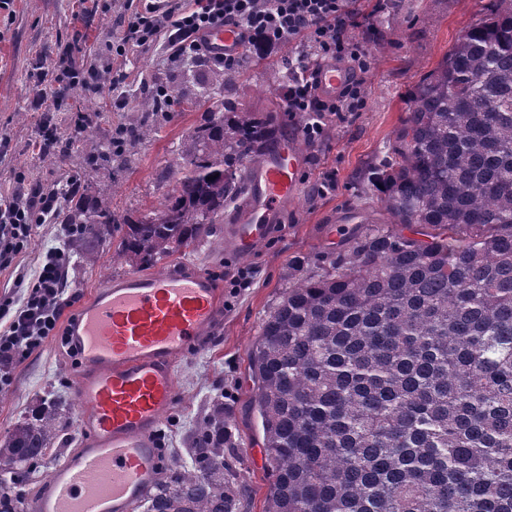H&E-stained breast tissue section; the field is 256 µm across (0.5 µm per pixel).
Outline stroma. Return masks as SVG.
Here are the masks:
<instances>
[{
	"instance_id": "35a3bbf8",
	"label": "stroma",
	"mask_w": 512,
	"mask_h": 512,
	"mask_svg": "<svg viewBox=\"0 0 512 512\" xmlns=\"http://www.w3.org/2000/svg\"><path fill=\"white\" fill-rule=\"evenodd\" d=\"M140 4L141 0H98L96 14L88 18L81 0H0V132L7 135L0 146V195L24 198L30 189L61 188L74 179L92 190L112 186L113 209L140 217L158 209L172 190L191 134L211 112L223 109L224 88L232 89L242 108L260 116L284 101L287 86L281 60L295 52L288 45L271 50L265 59L249 60L229 79L218 64L171 61L161 41L146 52L132 45L118 51L123 21ZM487 5L488 0H391L373 28L355 29L372 61L364 76L366 104L362 111L329 118L324 137L315 142L303 136L301 117L279 114L278 141L296 142L301 152L302 189L281 207L251 253L224 246L227 225L240 215L239 209L230 208L216 234L180 258L152 266L129 265L113 262L107 250L96 262L73 258L68 263L70 304L60 318L64 325L97 290L129 274L190 269L209 274L229 291L233 276L254 271L252 286L231 293L220 321L202 337L199 348L177 361L178 398L162 421V446L169 458L185 448L187 432L206 405L223 400L237 444L232 465L247 484L243 512H264L268 491L262 431L251 407L256 387L249 351L288 286V265L296 261L317 269L349 246L363 221H383L369 177L401 125L405 96ZM73 42L79 62L97 69L99 77L85 85L66 86L52 110L64 148L52 160L34 148L39 121L32 108L38 90L35 67L40 64L64 74L57 51ZM116 73L124 75L126 85V102L119 109L110 105ZM159 84L171 89L173 103L168 111L146 112L143 98ZM78 109L85 121L77 134L73 114ZM146 119L153 126L149 137L117 162L98 160L116 128ZM328 173L336 180L334 189L316 193L315 185ZM65 240L61 220L38 228L33 246L0 272V293L22 297L47 251L63 247ZM80 374L62 337L46 338L14 366L8 380L0 382V437L40 400L54 399L68 421L65 451L74 453L81 443L78 420L83 407L75 392Z\"/></svg>"
}]
</instances>
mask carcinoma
Returning a JSON list of instances; mask_svg holds the SVG:
<instances>
[{"mask_svg": "<svg viewBox=\"0 0 512 512\" xmlns=\"http://www.w3.org/2000/svg\"><path fill=\"white\" fill-rule=\"evenodd\" d=\"M466 27L407 94L373 168L387 220L288 288L249 351L270 476L265 512H512V0ZM276 128L224 99L198 127L150 216L64 192L68 250L153 264L215 233ZM67 418L41 402L0 439L25 490ZM141 508L241 512L235 440L213 402Z\"/></svg>", "mask_w": 512, "mask_h": 512, "instance_id": "obj_1", "label": "carcinoma"}]
</instances>
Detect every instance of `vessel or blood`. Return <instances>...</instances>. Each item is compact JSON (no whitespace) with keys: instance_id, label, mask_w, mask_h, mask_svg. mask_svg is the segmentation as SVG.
<instances>
[{"instance_id":"b4317fda","label":"vessel or blood","mask_w":512,"mask_h":512,"mask_svg":"<svg viewBox=\"0 0 512 512\" xmlns=\"http://www.w3.org/2000/svg\"><path fill=\"white\" fill-rule=\"evenodd\" d=\"M217 51L240 48L237 27L211 30ZM296 146L273 149L251 172L250 208L227 244L250 252L269 217L296 198ZM221 290L209 275H130L99 289L69 327L89 371L77 387L82 448L44 478L30 512H130L150 493L160 467L155 435L177 398L174 363L217 320Z\"/></svg>"}]
</instances>
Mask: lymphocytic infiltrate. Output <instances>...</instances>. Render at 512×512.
Returning a JSON list of instances; mask_svg holds the SVG:
<instances>
[{
	"label": "lymphocytic infiltrate",
	"mask_w": 512,
	"mask_h": 512,
	"mask_svg": "<svg viewBox=\"0 0 512 512\" xmlns=\"http://www.w3.org/2000/svg\"><path fill=\"white\" fill-rule=\"evenodd\" d=\"M367 19L355 0H190L186 5L179 0H149L128 17L122 42L146 49L161 37L171 60L210 59L231 72L242 68L244 51L255 42L271 48L305 46V53L288 61L295 76L288 82L286 97L290 115L303 116V133L314 141L323 137L328 117L364 107L363 75L370 57L353 32ZM224 25L240 29L243 53L221 55L210 46L208 33ZM337 64L346 78L336 94H325L320 74ZM57 213L58 196L52 191L34 192L23 201L0 197V271L31 245L46 217ZM65 269L62 256L48 252L21 299L0 298V377L54 335L68 304Z\"/></svg>",
	"instance_id": "f902f5d3"
}]
</instances>
